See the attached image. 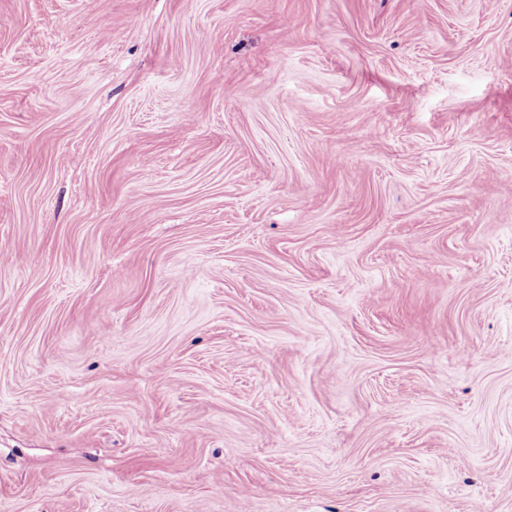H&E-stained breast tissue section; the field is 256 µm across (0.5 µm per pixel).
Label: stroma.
<instances>
[{
	"label": "stroma",
	"instance_id": "stroma-1",
	"mask_svg": "<svg viewBox=\"0 0 512 512\" xmlns=\"http://www.w3.org/2000/svg\"><path fill=\"white\" fill-rule=\"evenodd\" d=\"M0 512H512V0H0Z\"/></svg>",
	"mask_w": 512,
	"mask_h": 512
}]
</instances>
